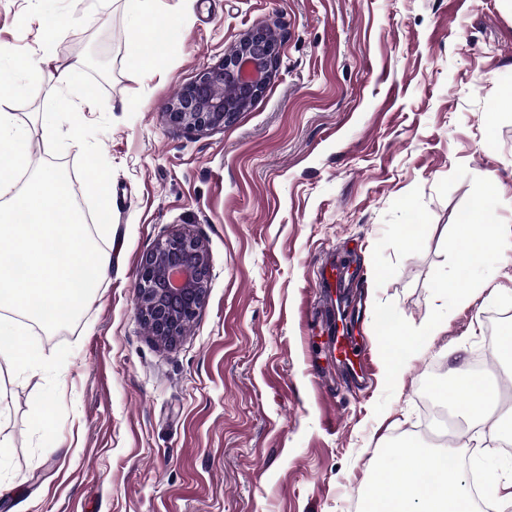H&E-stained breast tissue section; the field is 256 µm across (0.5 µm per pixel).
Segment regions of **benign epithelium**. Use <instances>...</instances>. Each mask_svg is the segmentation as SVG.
<instances>
[{"label":"benign epithelium","instance_id":"benign-epithelium-1","mask_svg":"<svg viewBox=\"0 0 512 512\" xmlns=\"http://www.w3.org/2000/svg\"><path fill=\"white\" fill-rule=\"evenodd\" d=\"M279 58L275 36L263 26L247 32L236 51L203 70L170 103L168 120L189 131H206L233 121L265 91ZM233 88L230 97L224 87ZM211 275L203 240L176 230L159 240L137 270V317L156 341L177 344L186 323L201 311Z\"/></svg>","mask_w":512,"mask_h":512}]
</instances>
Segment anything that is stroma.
I'll use <instances>...</instances> for the list:
<instances>
[{
	"label": "stroma",
	"mask_w": 512,
	"mask_h": 512,
	"mask_svg": "<svg viewBox=\"0 0 512 512\" xmlns=\"http://www.w3.org/2000/svg\"><path fill=\"white\" fill-rule=\"evenodd\" d=\"M174 18L148 70L128 56L137 27L126 0H0V47L30 52L32 99L13 111L31 165L60 164L108 276L73 326L32 331L59 374L66 413L56 441L28 449L27 419L46 375L0 374V512H352L389 449L435 442L420 391L433 369L484 358L491 383L512 380L497 353L512 331V244L486 280L492 297L453 309L432 346L399 373L382 414L385 368L375 302L423 326L440 299L428 281L471 189L490 177L512 225V0H147ZM263 26L281 43L262 96L204 132L172 125L170 101ZM97 46L109 76L55 70ZM97 104L87 110L85 95ZM73 102L70 111L59 99ZM53 143L40 133L43 117ZM468 176L447 196L438 182ZM100 192H89V183ZM413 226L420 242L400 238ZM200 235L211 277L205 305L174 347L136 316V272L156 240ZM355 270L354 332L372 365L347 387L324 354L313 281L327 264ZM469 469L512 477V449L490 426L462 448Z\"/></svg>",
	"instance_id": "35a3bbf8"
}]
</instances>
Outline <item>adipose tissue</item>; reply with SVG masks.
Returning a JSON list of instances; mask_svg holds the SVG:
<instances>
[{
  "mask_svg": "<svg viewBox=\"0 0 512 512\" xmlns=\"http://www.w3.org/2000/svg\"><path fill=\"white\" fill-rule=\"evenodd\" d=\"M128 6L143 31L130 45L129 54L142 67L166 50V34L175 22L166 17H142L140 0H128ZM448 374L458 385V404L467 423L462 443L474 442V429L486 423L500 438L511 440L512 411L499 412V396L483 377L472 374L459 359L451 362ZM392 454L396 468L375 471L364 491L362 512H479L461 471L443 467L447 452H432L410 441Z\"/></svg>",
  "mask_w": 512,
  "mask_h": 512,
  "instance_id": "ef3b65f1",
  "label": "adipose tissue"
}]
</instances>
